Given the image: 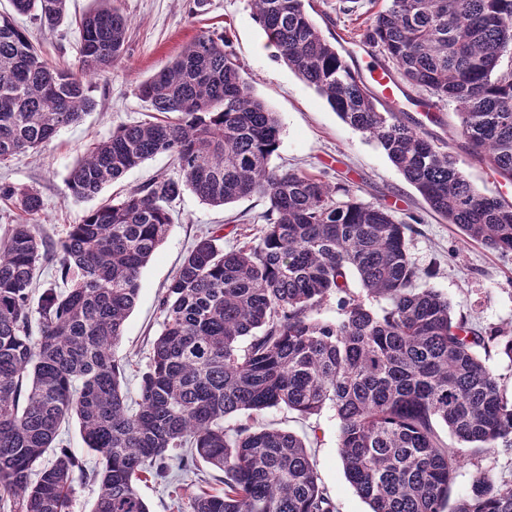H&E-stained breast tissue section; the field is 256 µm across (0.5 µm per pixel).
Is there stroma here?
I'll list each match as a JSON object with an SVG mask.
<instances>
[{
  "instance_id": "stroma-1",
  "label": "stroma",
  "mask_w": 512,
  "mask_h": 512,
  "mask_svg": "<svg viewBox=\"0 0 512 512\" xmlns=\"http://www.w3.org/2000/svg\"><path fill=\"white\" fill-rule=\"evenodd\" d=\"M310 14L329 40L357 27L368 16V0H357L346 11L343 0H309ZM128 18L130 29L122 58L108 72L88 81L96 108L76 125L62 130L46 146L0 165V184L36 189L44 203L36 216L41 235L53 240L68 225L80 223L99 199L118 198L161 174H172L167 156L158 155L107 185L99 198L77 201L70 197L67 175L90 145L109 137L124 124L150 120L152 112L136 93L147 79L176 56L197 35L210 31L230 37L243 77L267 107L276 112L282 126L281 142L271 164L281 170H303L325 176L330 182H346L367 203L383 205L409 220L408 254L421 271V286L447 297L455 316L466 317L481 331L512 328V253L488 250L463 241L458 229L431 214L416 189L391 163L381 146L343 122L314 89L285 63L281 52L268 46L250 0H115ZM93 0H69L68 17L55 30L41 29L38 21L19 17L43 56L51 63L76 65L79 57L80 18L93 8ZM441 124L423 122V129L444 152L454 155L459 168L483 193L512 201V184L494 176L475 161L462 138L453 134L457 118L447 104H440ZM268 208L265 198L254 195L226 208L203 204L184 191L173 204L174 222L154 258L142 269L140 292L127 318L115 357L124 368L129 398H136L140 377L149 364L151 343L161 330L158 298L162 287L179 267L186 251L202 230L224 228L225 248L235 247L238 233L259 237ZM264 424L302 436H313L311 454L318 475L336 505V512H369L368 505L350 486L343 473L338 448V419L325 408L310 419H300L284 408L263 412ZM512 481V448H498L473 456L462 453L452 497L467 494L478 472ZM195 481L194 475L172 470L165 483L141 484L140 492L151 512H176L177 503Z\"/></svg>"
}]
</instances>
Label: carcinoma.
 <instances>
[{
  "mask_svg": "<svg viewBox=\"0 0 512 512\" xmlns=\"http://www.w3.org/2000/svg\"><path fill=\"white\" fill-rule=\"evenodd\" d=\"M11 2L13 12H0V164L94 110L87 77L123 56L129 29L111 0H98L80 20L78 65L51 64L15 15L52 29L67 0ZM251 6L288 67L376 140L435 214L467 241L512 252V203L478 190L420 126L379 109L304 0ZM357 36L428 94L418 104L430 121L440 122L433 100L454 106L471 156L512 183V0H388ZM241 70L224 36L201 34L136 87L163 118L96 142L71 168L70 194L91 199L161 154L177 174L68 225L52 249L71 286L45 289L35 306L47 242L30 220L43 200L0 184V200L17 211L0 241V512H69L78 479L98 486L93 512H150L139 482L166 481L171 461L223 473L222 491L191 495L189 512H335L308 443L258 421L281 405L304 418L336 411L344 475L370 512H512V482L485 472L449 501L460 449L512 447V402L478 352L492 342L512 362V331L480 336L448 299L419 287L408 225L392 211L361 202L348 184L271 167L280 121ZM186 189L212 207L259 195L267 223L259 240L245 236L229 251L224 228H211L184 254L159 298L161 331L132 406L114 348ZM352 276L365 295L350 291ZM333 295L339 318L323 320ZM367 297L386 307L374 311ZM228 416L245 420L226 429ZM71 418L99 456L90 473L66 451L43 462Z\"/></svg>",
  "mask_w": 512,
  "mask_h": 512,
  "instance_id": "1",
  "label": "carcinoma"
}]
</instances>
